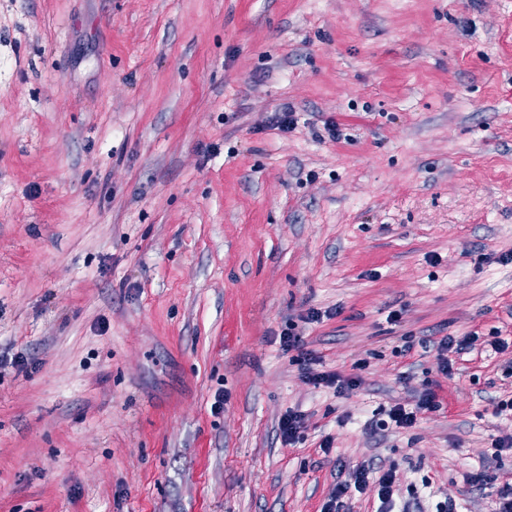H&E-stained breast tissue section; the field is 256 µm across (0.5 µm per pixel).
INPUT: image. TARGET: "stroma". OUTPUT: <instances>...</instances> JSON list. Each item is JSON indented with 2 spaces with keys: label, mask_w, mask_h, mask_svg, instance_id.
<instances>
[{
  "label": "stroma",
  "mask_w": 512,
  "mask_h": 512,
  "mask_svg": "<svg viewBox=\"0 0 512 512\" xmlns=\"http://www.w3.org/2000/svg\"><path fill=\"white\" fill-rule=\"evenodd\" d=\"M510 395L512 0H0V512H494ZM295 325L288 327V331L279 335V344L283 351H298L295 359L301 370V375L306 383L314 387H326L333 389L337 396L349 395L361 385L359 376H343L337 371L319 369L323 368V360L313 351L304 350L301 337L295 332ZM476 334V333H474ZM470 334L467 336H453L448 334V336H442L438 341H436V348L439 352L444 354H454L460 355L466 353L474 349L475 343L478 341L479 336ZM437 407L438 403L436 402L435 394L429 389H424L417 396L413 410L409 411L404 406L397 405L388 411V417L395 428L409 429L415 426L419 413L422 411H430ZM306 415L300 411H288L280 422V435L284 441L291 442L300 438L307 429ZM373 461L362 462L360 464L348 466L341 464L339 466L340 476L345 474L347 470L346 479L336 483L330 499L325 505L324 512H340L344 507L343 498L354 489L358 493H365L370 490L374 493L380 502V512H392L394 511L396 502L394 499L395 488L399 482L397 470L389 467L387 469L382 466L376 468ZM375 469H379L377 472H381V475L376 479L375 484L370 487V474Z\"/></svg>",
  "instance_id": "1"
}]
</instances>
